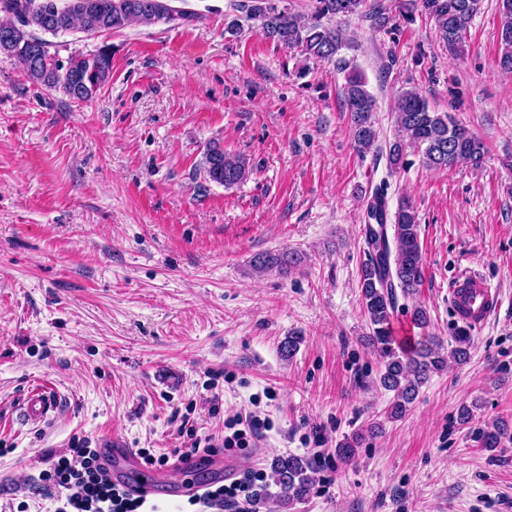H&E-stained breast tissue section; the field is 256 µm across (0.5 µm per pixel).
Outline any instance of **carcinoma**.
<instances>
[{"instance_id": "1", "label": "carcinoma", "mask_w": 512, "mask_h": 512, "mask_svg": "<svg viewBox=\"0 0 512 512\" xmlns=\"http://www.w3.org/2000/svg\"><path fill=\"white\" fill-rule=\"evenodd\" d=\"M367 0H311V12L304 14L281 8L277 0H247L241 5L245 19L262 36L308 59L336 60L346 44V30L340 22L360 16L371 28L386 33L397 30L396 17L382 3L366 5ZM416 7L433 19L440 40L453 52L466 45L471 22L480 9V0H416ZM201 18L197 12L170 8L164 0H0V54L16 59L27 79L37 87L60 91L76 102H87L112 74V49L105 44L89 53L74 52L61 60L50 52L52 43L45 39L73 32L88 36L121 30L132 23L152 25L176 20L192 22ZM499 67L512 73V0H502L499 29ZM342 104L348 112L355 148L361 154L376 148L377 129L373 121L376 99L367 90L364 76L351 72L342 89ZM394 110L400 139L389 145L388 161L397 168L404 163L405 150L412 147L429 168H448L457 164L482 165L485 149L482 141L459 124L447 112H436L426 96L415 87L402 89ZM202 168L208 179L226 188L245 181L250 173L246 158L231 154L214 144L207 148ZM387 187L375 189L366 208L362 235L366 260L360 271V297L372 326L369 343L378 352L383 370L380 385L393 393L390 416L401 418L415 399L419 388L431 374L440 372L448 362L461 364L468 358V337H456V346L442 352L433 336L401 347L392 344V320L400 309L398 296L416 294L424 278V262L419 242L416 211L402 201L387 223ZM296 262L292 256L265 253L254 259L259 273L284 269ZM508 434L501 423L485 432L483 445L492 449ZM358 437L338 444L336 457L347 462L357 452ZM313 465L303 456L276 457L271 477L279 489L282 505L303 501L310 494Z\"/></svg>"}]
</instances>
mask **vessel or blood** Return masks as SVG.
<instances>
[{"label":"vessel or blood","instance_id":"b4317fda","mask_svg":"<svg viewBox=\"0 0 512 512\" xmlns=\"http://www.w3.org/2000/svg\"><path fill=\"white\" fill-rule=\"evenodd\" d=\"M448 301L455 319L478 330L484 328L501 308L503 296L500 288L482 275L465 271L450 280ZM56 409L57 400L51 387L42 383L32 385L22 403L24 419L34 424L47 420ZM112 445L127 470L135 474V494L144 499L151 497L159 482L158 473L141 467L120 440H113Z\"/></svg>","mask_w":512,"mask_h":512}]
</instances>
